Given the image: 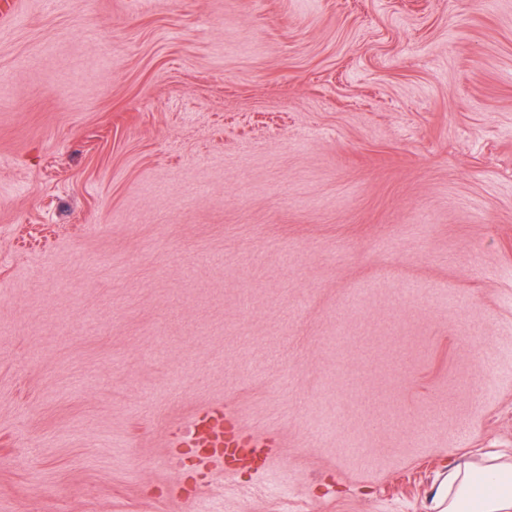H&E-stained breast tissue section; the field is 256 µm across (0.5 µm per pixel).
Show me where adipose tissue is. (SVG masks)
<instances>
[{
	"mask_svg": "<svg viewBox=\"0 0 512 512\" xmlns=\"http://www.w3.org/2000/svg\"><path fill=\"white\" fill-rule=\"evenodd\" d=\"M429 512H512V459L491 456L477 467L450 464Z\"/></svg>",
	"mask_w": 512,
	"mask_h": 512,
	"instance_id": "adipose-tissue-1",
	"label": "adipose tissue"
}]
</instances>
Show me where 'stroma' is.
<instances>
[{"mask_svg":"<svg viewBox=\"0 0 512 512\" xmlns=\"http://www.w3.org/2000/svg\"><path fill=\"white\" fill-rule=\"evenodd\" d=\"M0 512H427L512 455V0H19ZM226 407L267 461L194 464ZM178 444L187 448H253L257 453L271 448V439L244 430L223 410L209 409L198 414L194 428L179 438Z\"/></svg>","mask_w":512,"mask_h":512,"instance_id":"obj_1","label":"stroma"}]
</instances>
